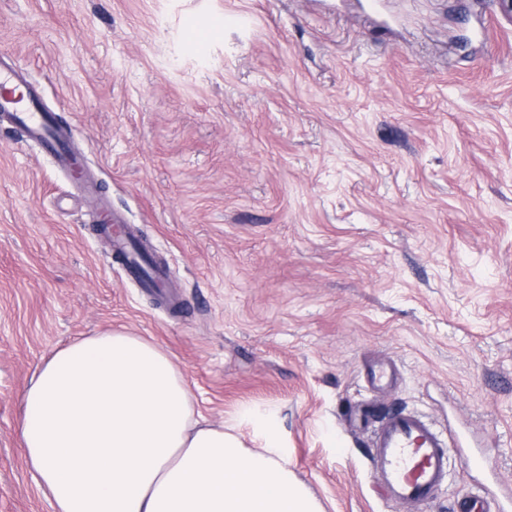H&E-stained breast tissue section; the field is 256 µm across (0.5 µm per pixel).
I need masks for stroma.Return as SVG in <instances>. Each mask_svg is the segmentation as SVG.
Masks as SVG:
<instances>
[{
  "label": "stroma",
  "mask_w": 512,
  "mask_h": 512,
  "mask_svg": "<svg viewBox=\"0 0 512 512\" xmlns=\"http://www.w3.org/2000/svg\"><path fill=\"white\" fill-rule=\"evenodd\" d=\"M0 58L72 125L100 194L168 266L172 310L93 201L0 123V512H52L21 399L57 349L163 348L213 425L274 433L322 512H404L360 413L481 449L424 512L512 492V14L500 0H0ZM394 359L368 392L360 366Z\"/></svg>",
  "instance_id": "1"
}]
</instances>
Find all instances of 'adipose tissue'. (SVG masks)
I'll list each match as a JSON object with an SVG mask.
<instances>
[{
    "instance_id": "adipose-tissue-1",
    "label": "adipose tissue",
    "mask_w": 512,
    "mask_h": 512,
    "mask_svg": "<svg viewBox=\"0 0 512 512\" xmlns=\"http://www.w3.org/2000/svg\"><path fill=\"white\" fill-rule=\"evenodd\" d=\"M21 433L53 512H321L275 437L249 451L207 423L169 355L128 333L45 360Z\"/></svg>"
}]
</instances>
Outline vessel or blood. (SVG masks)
Returning a JSON list of instances; mask_svg holds the SVG:
<instances>
[{
	"label": "vessel or blood",
	"mask_w": 512,
	"mask_h": 512,
	"mask_svg": "<svg viewBox=\"0 0 512 512\" xmlns=\"http://www.w3.org/2000/svg\"><path fill=\"white\" fill-rule=\"evenodd\" d=\"M0 117L21 130L27 139L38 142L60 168L80 174L86 194H96L97 186L92 176L85 174L83 157L74 148L71 126L58 123L53 113L42 110L38 87L19 69L0 71ZM97 209V230L108 239L114 261L123 266L128 278L144 289H167V268L151 264L121 215L102 200ZM395 376L394 367L386 360L364 367L367 388L373 392L389 386ZM370 446L377 483L391 502L404 506L407 512H418L420 506L433 502L447 486V442L437 426L422 414L406 409L381 413ZM453 512H512V504L487 493L459 501Z\"/></svg>",
	"instance_id": "obj_1"
}]
</instances>
